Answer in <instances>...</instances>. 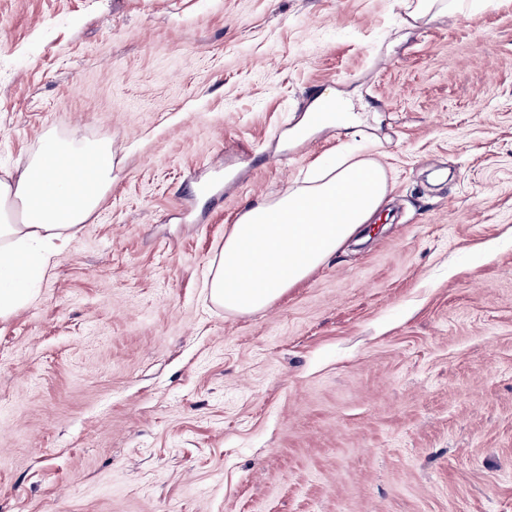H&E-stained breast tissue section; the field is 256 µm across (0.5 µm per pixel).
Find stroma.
Here are the masks:
<instances>
[{"instance_id":"35a3bbf8","label":"stroma","mask_w":512,"mask_h":512,"mask_svg":"<svg viewBox=\"0 0 512 512\" xmlns=\"http://www.w3.org/2000/svg\"><path fill=\"white\" fill-rule=\"evenodd\" d=\"M361 131L293 129L316 99ZM112 186L0 319V512H512V0H0V169ZM375 218L266 309L230 224L349 149ZM414 5L409 15L414 19H418L433 12H446L447 8H459L462 6V1L450 0L447 4V1L444 0H417Z\"/></svg>"}]
</instances>
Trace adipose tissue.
I'll return each mask as SVG.
<instances>
[{"instance_id": "obj_1", "label": "adipose tissue", "mask_w": 512, "mask_h": 512, "mask_svg": "<svg viewBox=\"0 0 512 512\" xmlns=\"http://www.w3.org/2000/svg\"><path fill=\"white\" fill-rule=\"evenodd\" d=\"M111 184V143L75 138H46L15 180L0 179L1 318L33 299L55 239L75 234ZM388 190L375 160L340 156L306 185L246 209L205 283L210 300L238 313L267 308L370 223Z\"/></svg>"}]
</instances>
